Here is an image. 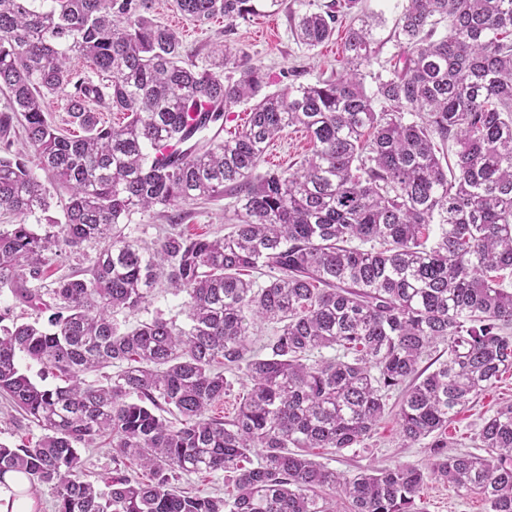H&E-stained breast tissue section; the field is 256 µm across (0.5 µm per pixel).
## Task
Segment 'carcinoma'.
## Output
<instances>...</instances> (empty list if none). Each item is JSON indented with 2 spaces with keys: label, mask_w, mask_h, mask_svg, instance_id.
Returning <instances> with one entry per match:
<instances>
[{
  "label": "carcinoma",
  "mask_w": 512,
  "mask_h": 512,
  "mask_svg": "<svg viewBox=\"0 0 512 512\" xmlns=\"http://www.w3.org/2000/svg\"><path fill=\"white\" fill-rule=\"evenodd\" d=\"M359 2L291 15L310 49L345 24L343 66L270 93L267 74L225 43L196 65L153 18V0H0V90L68 195L65 222L37 231L28 219L49 210L50 190L27 155L0 148V208L17 218L0 231V288L42 313L28 283L43 281L47 255L103 244L88 276L47 289V325H8L0 311V396L43 430L0 443V475L52 486L55 512H341L338 498L349 512H423L429 480L512 512V404L485 420L482 455L448 454L446 435L458 409L512 369V0H407L394 63L371 76L376 19ZM175 6L203 24L244 18L253 0ZM72 56L101 82L73 71ZM64 91L83 136L46 118V99ZM92 103L127 122L104 124ZM240 103L251 104L247 125L221 138ZM291 127L307 133L309 154L258 172ZM450 139L446 170L439 145ZM224 194L237 208L223 237L172 228L148 245L118 230L136 209ZM246 269L269 280L244 279ZM159 286L184 295L187 327L156 316L120 328L114 314L141 310ZM264 321L279 333L256 349ZM440 344L447 357L419 369ZM326 348L336 355L314 358ZM21 353L63 384L35 382ZM115 365L105 384L86 379ZM236 370L250 381L236 413L208 415ZM398 389L401 438L430 439L425 468L350 479L310 458L370 437ZM103 437L113 460H138L150 481L84 480L80 450ZM219 471L235 486L227 498L175 486Z\"/></svg>",
  "instance_id": "1"
}]
</instances>
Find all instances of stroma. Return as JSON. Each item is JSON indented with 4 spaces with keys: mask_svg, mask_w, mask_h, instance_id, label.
<instances>
[{
    "mask_svg": "<svg viewBox=\"0 0 512 512\" xmlns=\"http://www.w3.org/2000/svg\"><path fill=\"white\" fill-rule=\"evenodd\" d=\"M406 0H361L362 10L374 16L377 25L374 39L380 51L371 61L370 72L388 69L397 52L389 34L402 14ZM308 0H283L278 11L261 6L244 19L228 21L217 18L205 26H197L183 17L175 8L174 0H155L153 14L158 22L176 29L187 49L192 51L196 64H204L214 42L226 41L247 56L249 62L259 67L269 77L273 92L298 84H314L339 70L344 57V33L336 31L327 42L315 49L300 45L292 35L289 15L307 9ZM309 151V138L303 129L289 128L268 146L261 171L273 172L299 162ZM181 215L180 230L189 237L223 235L231 228L233 200L224 196L206 203L186 202L169 208L154 207L147 211H134L120 229L130 240L150 243L162 236L170 226L169 219ZM97 242L83 243L78 251L63 250L48 257V275L58 278L69 274H82L90 269L100 251ZM183 296L166 288L156 289L148 305L135 313L117 314L120 324L137 322L162 315L165 319L182 325L186 322ZM512 403V371L490 385L473 403L459 410L448 426L451 452L479 453V430L485 419L504 404ZM314 458L351 478L362 472L379 470L396 465L410 464L418 467L428 463L426 443L411 446L402 441L394 414H387L372 436L355 448H347L335 455L313 449ZM421 505L423 512H486L479 496H464L453 487L431 480L424 486Z\"/></svg>",
    "mask_w": 512,
    "mask_h": 512,
    "instance_id": "1",
    "label": "stroma"
}]
</instances>
